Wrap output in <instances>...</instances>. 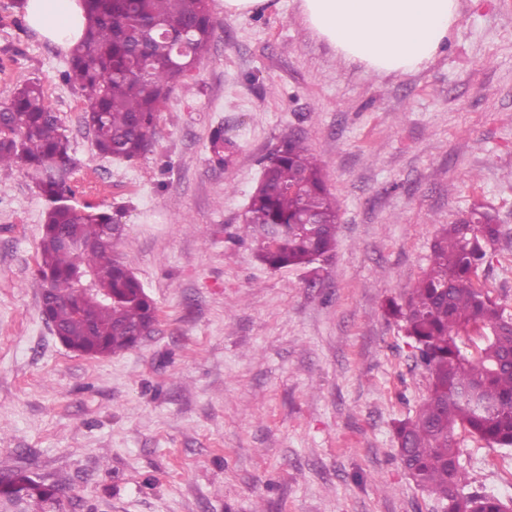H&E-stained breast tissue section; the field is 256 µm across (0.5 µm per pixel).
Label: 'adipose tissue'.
Wrapping results in <instances>:
<instances>
[{
    "label": "adipose tissue",
    "mask_w": 512,
    "mask_h": 512,
    "mask_svg": "<svg viewBox=\"0 0 512 512\" xmlns=\"http://www.w3.org/2000/svg\"><path fill=\"white\" fill-rule=\"evenodd\" d=\"M300 14L348 64L378 76L420 70L445 46L458 0H300ZM29 25L68 47L86 27L81 0H27Z\"/></svg>",
    "instance_id": "obj_1"
}]
</instances>
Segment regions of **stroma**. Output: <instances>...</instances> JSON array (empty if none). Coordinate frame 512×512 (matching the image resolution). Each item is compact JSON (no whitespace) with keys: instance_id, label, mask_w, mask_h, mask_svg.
I'll return each mask as SVG.
<instances>
[{"instance_id":"35a3bbf8","label":"stroma","mask_w":512,"mask_h":512,"mask_svg":"<svg viewBox=\"0 0 512 512\" xmlns=\"http://www.w3.org/2000/svg\"><path fill=\"white\" fill-rule=\"evenodd\" d=\"M12 3L0 0V104L41 86L70 141L74 202L124 225L116 252L158 322L112 356L63 346L41 313L37 177L0 170V461L55 485L67 512H434L393 432L428 374L387 305L428 268L441 225L481 202L503 239L478 283L512 313V0H459L435 59L382 77L345 64L299 0L246 16L211 0L210 50L131 161L99 154L62 78L68 52L18 25ZM290 136L340 208L314 285L239 237ZM460 440L470 484L512 501V453Z\"/></svg>"}]
</instances>
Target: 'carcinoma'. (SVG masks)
Returning a JSON list of instances; mask_svg holds the SVG:
<instances>
[{"mask_svg":"<svg viewBox=\"0 0 512 512\" xmlns=\"http://www.w3.org/2000/svg\"><path fill=\"white\" fill-rule=\"evenodd\" d=\"M88 24L70 53L66 83L89 103L85 123L97 150L133 159L152 146L157 113L209 50L215 20L209 0H83ZM70 143L35 83L18 88L0 108V168L39 174L45 201L37 276L41 313L84 352L112 355L136 346L155 304L133 271L114 254L123 232L112 213L72 202ZM339 206L323 168L299 138L269 157L251 195L241 233L274 269L314 273L336 247ZM502 231L498 217L474 204L465 218L442 226L417 284L389 314L401 322L415 365L429 376L416 413L395 426L397 454L415 484L434 495L440 512H507L509 503L465 491L464 430L486 444L512 448V315L476 284ZM112 290V304L80 300L83 276ZM82 301L80 312L72 304ZM13 477L0 498H26L40 512H62L57 489L6 468Z\"/></svg>","mask_w":512,"mask_h":512,"instance_id":"carcinoma-1","label":"carcinoma"}]
</instances>
